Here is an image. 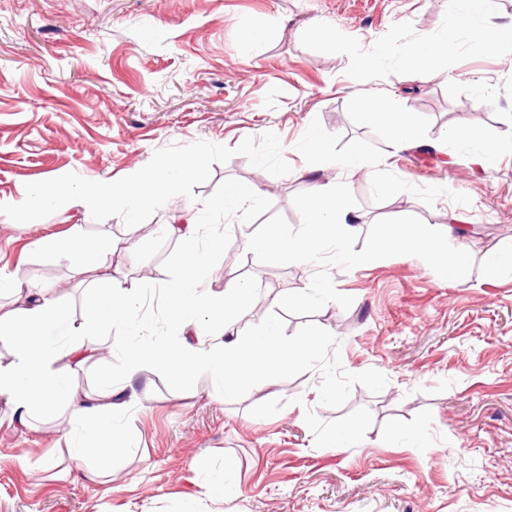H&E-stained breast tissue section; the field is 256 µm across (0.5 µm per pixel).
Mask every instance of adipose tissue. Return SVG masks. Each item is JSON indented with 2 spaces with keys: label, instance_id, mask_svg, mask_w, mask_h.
<instances>
[{
  "label": "adipose tissue",
  "instance_id": "1",
  "mask_svg": "<svg viewBox=\"0 0 512 512\" xmlns=\"http://www.w3.org/2000/svg\"><path fill=\"white\" fill-rule=\"evenodd\" d=\"M447 5L462 19H477L490 40L512 39V19H503L494 0H447ZM352 106L365 122L389 126L391 147H417L411 119L390 101L356 98ZM299 211L304 234L294 236L274 227L260 238L246 239V246L306 261L315 245L327 240L336 246L337 258L345 259L343 246L359 215L338 185L332 181L315 183L309 197L300 202ZM165 230L184 244L179 274L164 286L169 324L179 333L174 341L145 335L140 317L142 292L115 282L106 273L103 259L114 248L111 238L90 242L77 230L66 238L44 237L37 244L44 254L70 257L75 275L95 283L94 295L78 321L58 300L54 287L20 288L12 274L0 267V290L15 297L13 306L0 313V342L12 348L10 359L0 360V403L12 410L23 427L34 419L53 416L56 405H64L69 418L81 428L70 450L75 464H83L91 452L107 462L126 447L127 416L141 403L134 382L147 364L174 370L187 386L193 385L198 374H208L220 391L231 396L246 374L258 377L287 370L298 352L313 347L309 341L286 340L266 321L228 336L227 316L246 304L251 295L248 284L239 283L220 295L205 293L202 280L211 269L210 252L221 247V239H214L206 252L196 245L194 221L175 222ZM437 240V233L424 225L397 238L396 244L407 255L425 254L454 274H461L464 255L449 256ZM117 324L128 331L119 377L108 382L101 393L88 394L70 372L100 359L103 339ZM62 360L67 362V370L58 369Z\"/></svg>",
  "mask_w": 512,
  "mask_h": 512
}]
</instances>
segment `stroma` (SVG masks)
<instances>
[{"mask_svg":"<svg viewBox=\"0 0 512 512\" xmlns=\"http://www.w3.org/2000/svg\"><path fill=\"white\" fill-rule=\"evenodd\" d=\"M316 19L335 38L313 31ZM450 27L435 73L404 66ZM378 46V68L363 73ZM370 95L411 114L423 147L394 151L386 126L362 123L350 102ZM268 131L291 173L233 156L132 228L74 201L26 223L0 214V267L58 286L76 318L89 294L70 258L36 243L77 224L91 240L112 235L106 267L134 289L155 283L141 314L168 337L160 285L184 246L156 227L189 213L204 227L199 248L224 236L203 289L244 280L262 299L231 327L265 318L316 342L263 388L226 399L208 375L189 392L173 370L145 366L143 405L107 479L87 476L96 458L72 462L65 412L23 431L0 406V512H512V41L486 42L444 0H0V203L69 172L125 177L173 143L234 148ZM483 144L500 148L494 167L475 156ZM344 153L372 159V174L338 176L329 157ZM329 179L360 216L346 251L377 242L374 261L246 247L273 226L302 232L299 200ZM252 184L258 202L231 219L214 211L227 187ZM452 211L463 221L446 247L464 253L462 275L394 244L416 225L443 231ZM311 282L321 291L304 297ZM219 470L228 492L205 491Z\"/></svg>","mask_w":512,"mask_h":512,"instance_id":"stroma-1","label":"stroma"}]
</instances>
